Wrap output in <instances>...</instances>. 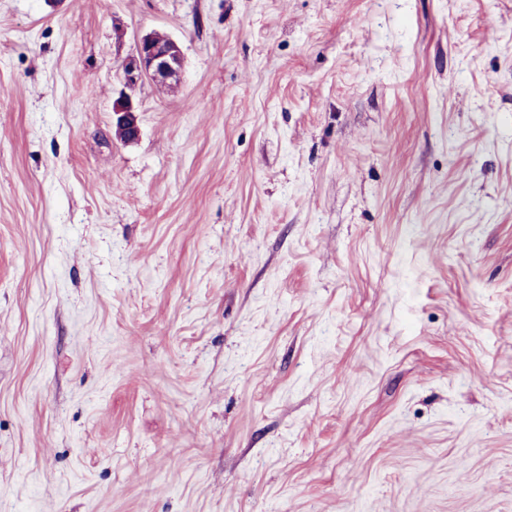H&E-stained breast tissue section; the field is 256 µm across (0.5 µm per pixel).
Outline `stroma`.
<instances>
[{"instance_id":"obj_1","label":"stroma","mask_w":512,"mask_h":512,"mask_svg":"<svg viewBox=\"0 0 512 512\" xmlns=\"http://www.w3.org/2000/svg\"><path fill=\"white\" fill-rule=\"evenodd\" d=\"M0 512H512V0H0ZM183 52L177 41L153 31L137 38L135 47L122 64L124 85L133 91L143 79L177 89L182 76ZM112 124L122 133L123 141L132 143L140 137V124L138 106L135 105L132 96L121 92L119 98L114 102L112 108Z\"/></svg>"}]
</instances>
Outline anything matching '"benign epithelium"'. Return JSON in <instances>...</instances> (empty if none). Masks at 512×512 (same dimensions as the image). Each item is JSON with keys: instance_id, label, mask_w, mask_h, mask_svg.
Masks as SVG:
<instances>
[{"instance_id": "benign-epithelium-1", "label": "benign epithelium", "mask_w": 512, "mask_h": 512, "mask_svg": "<svg viewBox=\"0 0 512 512\" xmlns=\"http://www.w3.org/2000/svg\"><path fill=\"white\" fill-rule=\"evenodd\" d=\"M183 69V52L177 41L153 31L137 38L135 47L122 64L124 85L134 90L144 79L171 89L178 88ZM112 124L122 133L123 141L132 143L140 137L138 106L126 92L120 94L112 108Z\"/></svg>"}]
</instances>
